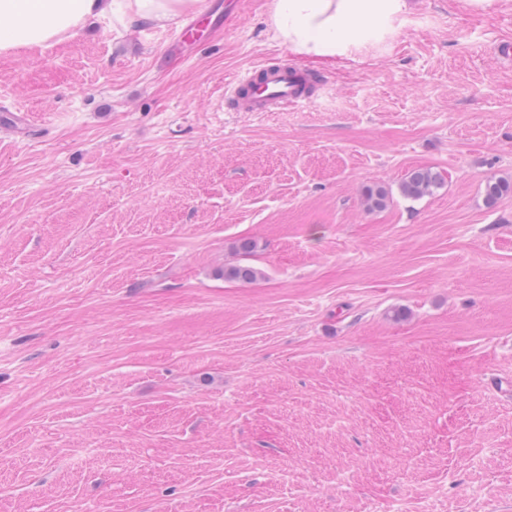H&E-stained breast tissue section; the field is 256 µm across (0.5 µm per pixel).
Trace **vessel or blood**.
Listing matches in <instances>:
<instances>
[{
	"mask_svg": "<svg viewBox=\"0 0 512 512\" xmlns=\"http://www.w3.org/2000/svg\"><path fill=\"white\" fill-rule=\"evenodd\" d=\"M312 83L287 61L262 62L240 72L227 86L225 107L230 112H278L309 102Z\"/></svg>",
	"mask_w": 512,
	"mask_h": 512,
	"instance_id": "b4317fda",
	"label": "vessel or blood"
}]
</instances>
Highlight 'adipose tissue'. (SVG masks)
<instances>
[{
  "label": "adipose tissue",
  "instance_id": "obj_1",
  "mask_svg": "<svg viewBox=\"0 0 512 512\" xmlns=\"http://www.w3.org/2000/svg\"><path fill=\"white\" fill-rule=\"evenodd\" d=\"M200 0H0V57L76 36L88 20L132 28L165 26L197 10ZM406 0H274L270 29L302 61L333 65L359 42L383 37L405 13Z\"/></svg>",
  "mask_w": 512,
  "mask_h": 512
}]
</instances>
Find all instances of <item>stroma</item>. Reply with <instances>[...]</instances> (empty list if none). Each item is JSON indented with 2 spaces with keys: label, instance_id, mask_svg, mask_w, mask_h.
Listing matches in <instances>:
<instances>
[{
  "label": "stroma",
  "instance_id": "obj_1",
  "mask_svg": "<svg viewBox=\"0 0 512 512\" xmlns=\"http://www.w3.org/2000/svg\"><path fill=\"white\" fill-rule=\"evenodd\" d=\"M272 2L0 57V512H512V0L225 111ZM208 18V12L202 11L199 16H195L186 23H181L172 28L171 39L173 41H183L191 43L200 36L203 27V19ZM441 185L439 174L429 168L415 169L409 172L400 182L399 191L402 196L419 200L431 195ZM391 192L381 183L367 187L364 193V203L367 211H381L390 204ZM222 276H224V280L229 282L253 284L264 278V272L251 264L239 262L224 267Z\"/></svg>",
  "mask_w": 512,
  "mask_h": 512
}]
</instances>
